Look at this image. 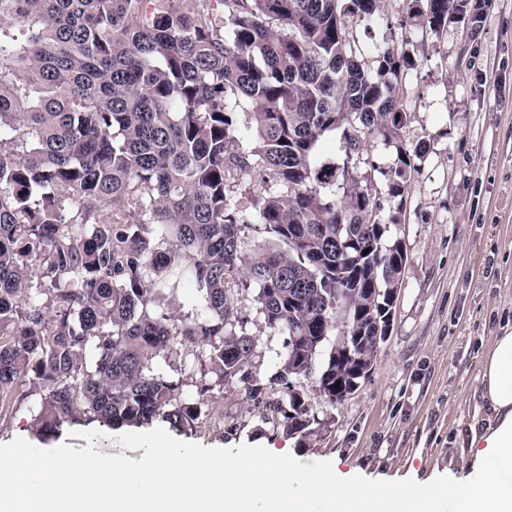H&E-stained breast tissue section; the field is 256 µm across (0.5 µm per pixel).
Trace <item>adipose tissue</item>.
<instances>
[{
    "mask_svg": "<svg viewBox=\"0 0 512 512\" xmlns=\"http://www.w3.org/2000/svg\"><path fill=\"white\" fill-rule=\"evenodd\" d=\"M479 393L486 415L470 429L467 472L443 482L305 476L281 451L230 458L158 439L132 476L92 453L77 461L39 448L1 454L0 512H512V328L484 354ZM21 466L30 477L24 488L13 481ZM233 472L247 475L248 486L227 481Z\"/></svg>",
    "mask_w": 512,
    "mask_h": 512,
    "instance_id": "ef3b65f1",
    "label": "adipose tissue"
}]
</instances>
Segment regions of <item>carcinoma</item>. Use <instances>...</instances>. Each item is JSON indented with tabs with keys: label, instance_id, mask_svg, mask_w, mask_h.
Here are the masks:
<instances>
[{
	"label": "carcinoma",
	"instance_id": "1",
	"mask_svg": "<svg viewBox=\"0 0 512 512\" xmlns=\"http://www.w3.org/2000/svg\"><path fill=\"white\" fill-rule=\"evenodd\" d=\"M379 0H0V415L32 384L36 436L66 426L198 428L214 387L237 383L288 434H311L294 380L313 375L336 403L337 319L375 359L369 329L387 315L373 289L403 272L406 250L380 219L383 197L349 171L363 136L401 142L396 93L409 54L374 46L377 68L344 26L379 21ZM402 23L448 27V0H406ZM288 29L282 36L270 23ZM250 110L241 126L237 108ZM342 131L345 161L326 155ZM382 172L404 192L411 156ZM258 173L272 187L254 192ZM248 196L249 205L240 197ZM264 226L281 248L239 279L244 230ZM202 292L190 316L155 313L158 291ZM265 323L288 336L265 400L255 341L237 296L247 283ZM203 349L195 395L154 372L186 344Z\"/></svg>",
	"mask_w": 512,
	"mask_h": 512
}]
</instances>
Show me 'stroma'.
Returning <instances> with one entry per match:
<instances>
[{"instance_id": "obj_1", "label": "stroma", "mask_w": 512, "mask_h": 512, "mask_svg": "<svg viewBox=\"0 0 512 512\" xmlns=\"http://www.w3.org/2000/svg\"><path fill=\"white\" fill-rule=\"evenodd\" d=\"M404 0H380L379 23L347 19L368 46L386 43L414 61L399 82L407 114L401 139L425 146L402 196L400 223L391 225L407 261L387 339L371 375L343 403L320 395L314 377L296 380L315 422L308 437L288 434L244 396L242 387L215 388L223 428L179 433L162 421L140 428L70 427L43 443L28 407L0 420V452L44 446L78 458L93 452L140 467L144 448L164 438L230 457L267 448L287 450L304 474L354 471L361 480L442 479L458 469L471 425L483 415L478 394L482 357L492 336L512 327V0H492L478 31L449 24L403 40ZM395 145L366 137L359 175L385 190L382 169ZM241 292L246 331L255 338L254 371L271 379L287 338L270 328Z\"/></svg>"}]
</instances>
